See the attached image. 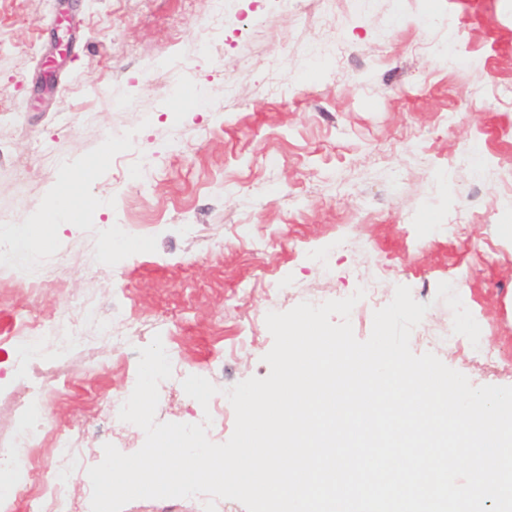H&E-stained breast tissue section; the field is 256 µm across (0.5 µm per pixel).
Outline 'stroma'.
Segmentation results:
<instances>
[{
  "mask_svg": "<svg viewBox=\"0 0 512 512\" xmlns=\"http://www.w3.org/2000/svg\"><path fill=\"white\" fill-rule=\"evenodd\" d=\"M0 0V241L40 223L54 186L98 162L93 206L48 237L36 262L0 275V449L26 409L14 336L67 315L40 355L66 367L37 405L39 428L11 512L67 472L76 512L86 466L142 430L113 418L141 347L173 367L155 417H204L182 381L227 389L266 377L268 312L343 299L366 340L396 286L429 310L411 334L472 385L512 386V0ZM341 59L314 60L315 43ZM112 239L104 256L103 239ZM35 267L38 285L19 276Z\"/></svg>",
  "mask_w": 512,
  "mask_h": 512,
  "instance_id": "35a3bbf8",
  "label": "stroma"
}]
</instances>
